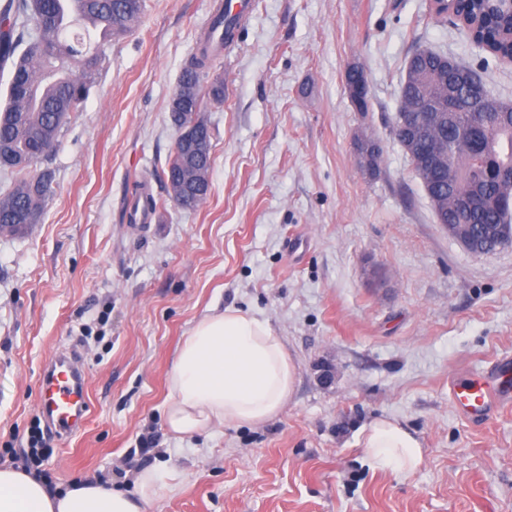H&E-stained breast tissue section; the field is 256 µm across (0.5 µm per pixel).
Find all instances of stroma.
Wrapping results in <instances>:
<instances>
[{
	"label": "stroma",
	"mask_w": 512,
	"mask_h": 512,
	"mask_svg": "<svg viewBox=\"0 0 512 512\" xmlns=\"http://www.w3.org/2000/svg\"><path fill=\"white\" fill-rule=\"evenodd\" d=\"M217 3L146 0L40 164L52 182L39 223L0 234V465L26 448L40 374L66 347L90 410L48 441L51 490L93 476L130 490L156 467L181 484L150 512H512V407L474 424L449 399L456 376L512 358V246L475 255L449 236L394 134L416 49L485 66L510 101L512 64L434 22L429 0H255L213 68L209 189L188 211L166 191L169 104ZM353 66L365 112L345 89ZM140 183L160 203L147 224L126 217ZM210 307L267 318L295 385L264 424L178 440L168 373ZM380 418L421 440V466L372 467L362 432ZM144 436L157 441L146 453ZM350 72H353V79L350 80L347 85L348 96L357 111L366 97V100H365L362 108L359 109V111L360 112L368 111L369 101H368V93L366 96L367 83H366L365 77L360 69L352 68L351 71H349L347 73L346 84H347V79L350 76Z\"/></svg>",
	"instance_id": "stroma-1"
}]
</instances>
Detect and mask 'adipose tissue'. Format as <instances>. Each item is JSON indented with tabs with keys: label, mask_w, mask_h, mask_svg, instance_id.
<instances>
[{
	"label": "adipose tissue",
	"mask_w": 512,
	"mask_h": 512,
	"mask_svg": "<svg viewBox=\"0 0 512 512\" xmlns=\"http://www.w3.org/2000/svg\"><path fill=\"white\" fill-rule=\"evenodd\" d=\"M295 373L268 319L241 309L207 310L175 354L164 401L167 428L184 438L222 425L263 424L286 407ZM362 446L383 470L412 471L424 460L420 439L389 418L369 426ZM164 478L159 469H143L131 492L88 478L54 493L23 468L0 466V512H148Z\"/></svg>",
	"instance_id": "obj_1"
}]
</instances>
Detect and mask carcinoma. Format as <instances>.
<instances>
[{
    "label": "carcinoma",
    "mask_w": 512,
    "mask_h": 512,
    "mask_svg": "<svg viewBox=\"0 0 512 512\" xmlns=\"http://www.w3.org/2000/svg\"><path fill=\"white\" fill-rule=\"evenodd\" d=\"M145 0H3L0 4V76L10 73L8 102L0 108V168L13 176L11 186L0 194V234L23 235L40 218L50 193L51 176L35 174L32 166L56 147L61 129L94 83L104 56L101 35L125 32L144 10ZM487 28L493 36L512 33V14L492 13ZM232 29L224 28V6H219L196 51L179 75L169 112L181 125L204 124V100L224 102V82L210 76L215 60L234 41ZM420 58L406 69L401 84L399 111L424 95L448 93L449 99L467 102L469 84L484 83L470 65L431 49L416 51ZM444 151L448 161L433 166ZM416 176L430 191L439 192L447 208L435 217L444 224L512 223V181L486 175L485 167L512 165V111L484 115L452 109L448 120L430 130L409 156ZM211 167V154L192 160L174 151L167 169V194ZM474 202L469 212L457 201Z\"/></svg>",
    "instance_id": "carcinoma-1"
}]
</instances>
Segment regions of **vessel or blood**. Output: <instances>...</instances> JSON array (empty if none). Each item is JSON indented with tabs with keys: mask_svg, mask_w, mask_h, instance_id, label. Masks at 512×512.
I'll list each match as a JSON object with an SVG mask.
<instances>
[{
	"mask_svg": "<svg viewBox=\"0 0 512 512\" xmlns=\"http://www.w3.org/2000/svg\"><path fill=\"white\" fill-rule=\"evenodd\" d=\"M456 413L470 421H481L495 410L512 405V386L498 381L493 370L465 374L450 392ZM38 407L60 437L80 430L89 410L85 377L71 356L55 355L44 367L39 381Z\"/></svg>",
	"mask_w": 512,
	"mask_h": 512,
	"instance_id": "b4317fda",
	"label": "vessel or blood"
}]
</instances>
